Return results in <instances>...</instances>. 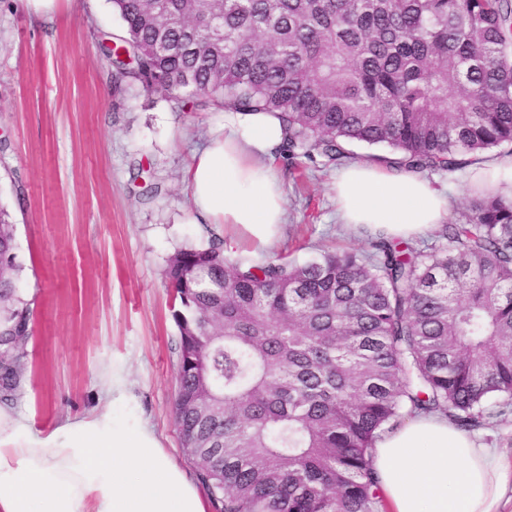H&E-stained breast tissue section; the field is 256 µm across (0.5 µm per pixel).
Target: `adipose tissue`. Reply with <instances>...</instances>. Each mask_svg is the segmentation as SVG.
<instances>
[{
	"label": "adipose tissue",
	"mask_w": 512,
	"mask_h": 512,
	"mask_svg": "<svg viewBox=\"0 0 512 512\" xmlns=\"http://www.w3.org/2000/svg\"><path fill=\"white\" fill-rule=\"evenodd\" d=\"M284 139L272 112L222 108L187 171L195 224L223 225L224 254L249 243L262 262L287 221L285 189L274 166ZM470 188L512 200V155L468 166ZM337 214L346 224L410 239L448 216V187L422 174L364 159L336 171ZM102 407L60 419L43 434L28 413L0 406V512H207L198 487L161 447L152 425L112 416L135 401L120 368L102 375ZM372 467L389 512H501L511 464L478 433L448 418L420 415L383 435Z\"/></svg>",
	"instance_id": "1"
}]
</instances>
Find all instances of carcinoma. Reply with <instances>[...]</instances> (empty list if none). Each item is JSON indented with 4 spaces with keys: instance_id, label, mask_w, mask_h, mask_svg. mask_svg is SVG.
Masks as SVG:
<instances>
[{
    "instance_id": "carcinoma-1",
    "label": "carcinoma",
    "mask_w": 512,
    "mask_h": 512,
    "mask_svg": "<svg viewBox=\"0 0 512 512\" xmlns=\"http://www.w3.org/2000/svg\"><path fill=\"white\" fill-rule=\"evenodd\" d=\"M112 6L114 87L138 82L177 109L192 89L201 110L278 112L279 154L299 172L339 168L358 144L420 173L512 154V0ZM365 233L368 249L304 264L233 261L214 241L170 258L174 418L216 512H381L371 449L382 434L417 414L475 431L512 413V201L480 195L430 243ZM18 271L1 208L5 397L30 336Z\"/></svg>"
}]
</instances>
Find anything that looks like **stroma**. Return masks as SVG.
Here are the masks:
<instances>
[{
  "label": "stroma",
  "instance_id": "35a3bbf8",
  "mask_svg": "<svg viewBox=\"0 0 512 512\" xmlns=\"http://www.w3.org/2000/svg\"><path fill=\"white\" fill-rule=\"evenodd\" d=\"M120 28L109 0H58L48 16L0 0V207L12 216L32 329L20 384L0 405L47 432L102 406L101 372L124 368L136 404L114 407V418L149 420L191 475L173 415L180 336L166 270L177 250L210 242L189 221L184 172L217 113L175 110L138 85L114 89L102 44ZM275 165L288 222L269 257L366 249L363 231L336 217L334 170L311 168L298 187L287 160Z\"/></svg>",
  "mask_w": 512,
  "mask_h": 512
}]
</instances>
